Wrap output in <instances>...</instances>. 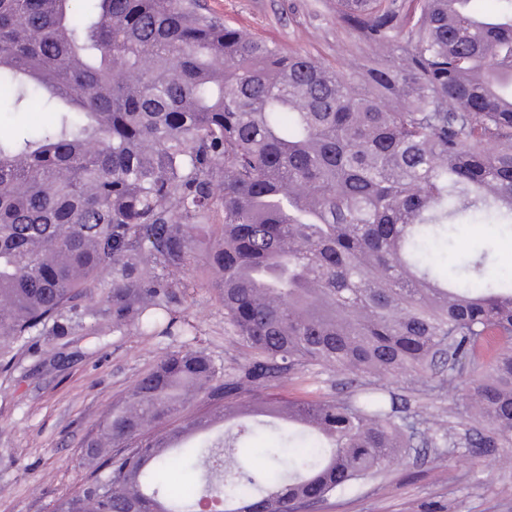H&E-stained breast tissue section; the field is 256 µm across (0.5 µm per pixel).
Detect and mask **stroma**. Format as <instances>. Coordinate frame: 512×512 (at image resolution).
<instances>
[{
  "label": "stroma",
  "instance_id": "1",
  "mask_svg": "<svg viewBox=\"0 0 512 512\" xmlns=\"http://www.w3.org/2000/svg\"><path fill=\"white\" fill-rule=\"evenodd\" d=\"M225 24L277 45L308 53L356 76L368 44L336 18V0H205ZM452 249L453 265L495 244L494 273L512 271V237L492 225L462 229ZM188 300L199 326L197 345L218 367L239 369L253 359L250 349L224 330V310L213 298L205 270ZM88 305L97 321H84L70 335L28 337L8 369H0V512H52L61 496L82 488L97 466L87 440L129 395L136 377L167 349L166 341L112 333V312L101 292ZM351 375L316 371L281 387L288 397L344 396ZM405 416L422 428L458 424L456 398L447 386L416 376L394 381ZM315 512H512V465L501 466L465 447L419 444L405 461L377 479L333 498Z\"/></svg>",
  "mask_w": 512,
  "mask_h": 512
}]
</instances>
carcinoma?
Returning <instances> with one entry per match:
<instances>
[{
	"mask_svg": "<svg viewBox=\"0 0 512 512\" xmlns=\"http://www.w3.org/2000/svg\"><path fill=\"white\" fill-rule=\"evenodd\" d=\"M336 0L379 48L358 77L224 24L201 0H0V99L60 121L0 136V355L107 290L112 332L180 337L112 412L96 474L53 512H301L409 457L417 424L384 379L440 378L475 448H512V275L434 249L512 233V0ZM256 356L221 370L184 307L197 254ZM340 368L344 399L270 393ZM198 400L203 412L177 418ZM303 428L238 461L217 421ZM185 466L193 480L170 483Z\"/></svg>",
	"mask_w": 512,
	"mask_h": 512,
	"instance_id": "cac0c4a2",
	"label": "carcinoma"
}]
</instances>
